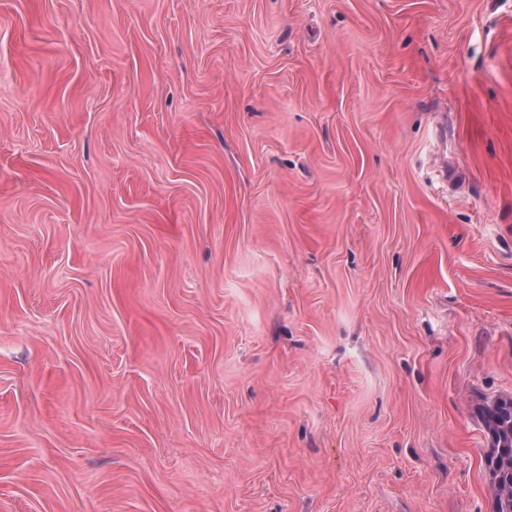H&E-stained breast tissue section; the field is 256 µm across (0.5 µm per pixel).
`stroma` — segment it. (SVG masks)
Segmentation results:
<instances>
[{"mask_svg": "<svg viewBox=\"0 0 512 512\" xmlns=\"http://www.w3.org/2000/svg\"><path fill=\"white\" fill-rule=\"evenodd\" d=\"M512 0H0V512H493Z\"/></svg>", "mask_w": 512, "mask_h": 512, "instance_id": "obj_1", "label": "stroma"}]
</instances>
